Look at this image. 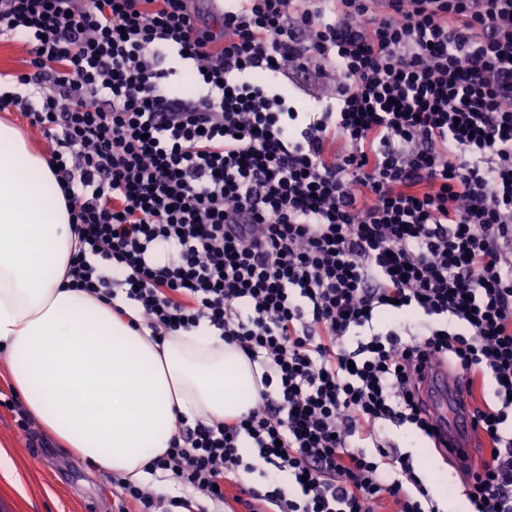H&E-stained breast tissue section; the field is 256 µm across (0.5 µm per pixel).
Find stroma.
Listing matches in <instances>:
<instances>
[{
  "label": "stroma",
  "instance_id": "stroma-1",
  "mask_svg": "<svg viewBox=\"0 0 512 512\" xmlns=\"http://www.w3.org/2000/svg\"><path fill=\"white\" fill-rule=\"evenodd\" d=\"M388 442L411 453L419 474L439 500L461 497V474L417 431L387 426ZM0 445L6 447L11 478L0 476V512H115L112 474L91 469L70 450L50 441L37 421L28 430L0 405Z\"/></svg>",
  "mask_w": 512,
  "mask_h": 512
}]
</instances>
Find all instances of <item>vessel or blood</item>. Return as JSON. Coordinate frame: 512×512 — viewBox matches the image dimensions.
Returning <instances> with one entry per match:
<instances>
[{
    "label": "vessel or blood",
    "instance_id": "b4317fda",
    "mask_svg": "<svg viewBox=\"0 0 512 512\" xmlns=\"http://www.w3.org/2000/svg\"><path fill=\"white\" fill-rule=\"evenodd\" d=\"M436 436L457 455L476 447L479 433L463 379L447 366H432L421 393Z\"/></svg>",
    "mask_w": 512,
    "mask_h": 512
}]
</instances>
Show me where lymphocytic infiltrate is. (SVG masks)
<instances>
[{"mask_svg": "<svg viewBox=\"0 0 512 512\" xmlns=\"http://www.w3.org/2000/svg\"><path fill=\"white\" fill-rule=\"evenodd\" d=\"M187 3L0 0V34L32 45L0 111L48 143L72 286L125 289L160 337L207 324L263 369L248 413L179 419L152 470L213 502L235 485L247 512H437L411 456L358 446L384 421L431 437L437 363L494 384L463 485L472 512H512V0H224L199 24ZM244 437L267 491L237 479Z\"/></svg>", "mask_w": 512, "mask_h": 512, "instance_id": "f902f5d3", "label": "lymphocytic infiltrate"}]
</instances>
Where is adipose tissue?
<instances>
[{
  "instance_id": "ef3b65f1",
  "label": "adipose tissue",
  "mask_w": 512,
  "mask_h": 512,
  "mask_svg": "<svg viewBox=\"0 0 512 512\" xmlns=\"http://www.w3.org/2000/svg\"><path fill=\"white\" fill-rule=\"evenodd\" d=\"M67 202L26 134L0 121V350L27 411L92 466L169 491L147 465L178 416L222 421L260 398L262 370L207 326L153 340L69 288Z\"/></svg>"
}]
</instances>
